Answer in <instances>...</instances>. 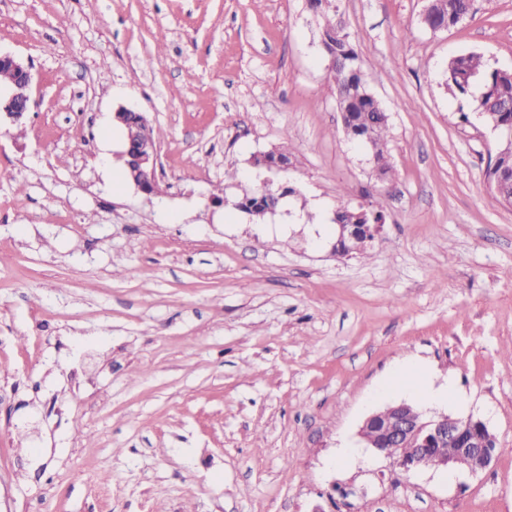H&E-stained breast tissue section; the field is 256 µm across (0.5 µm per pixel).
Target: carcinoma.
I'll list each match as a JSON object with an SVG mask.
<instances>
[{
  "mask_svg": "<svg viewBox=\"0 0 512 512\" xmlns=\"http://www.w3.org/2000/svg\"><path fill=\"white\" fill-rule=\"evenodd\" d=\"M312 9L320 11L323 26L320 31V43L326 57L336 58V74L330 76L336 97L344 93L356 92L359 98L351 101L346 111L351 113L352 132L358 137H369L371 141L370 163L373 170L382 179L394 176V167L388 153L389 116L382 102L364 96L370 91L362 62L359 59L350 36L344 28L330 16L333 0H310ZM468 0H430L428 17L437 24L455 27L461 17L468 15ZM479 88L475 97L477 110L491 112L494 118L503 124L512 125V71L492 67L479 53L461 55L448 63V88L462 97L473 95V89ZM127 137L136 146L143 139V132L135 113L126 116ZM491 191L501 202L512 201V145L503 147L496 155L493 164L487 170ZM243 210L262 218L269 207L267 195L257 193L246 196L240 201ZM385 219L383 210L371 201L368 207H354L350 200L340 199L336 209V220L348 225L352 238L345 240L342 246L355 249L360 254L368 253L369 243L367 225Z\"/></svg>",
  "mask_w": 512,
  "mask_h": 512,
  "instance_id": "cac0c4a2",
  "label": "carcinoma"
}]
</instances>
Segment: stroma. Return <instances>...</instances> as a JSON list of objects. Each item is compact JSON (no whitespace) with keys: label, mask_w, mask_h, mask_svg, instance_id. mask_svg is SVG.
Listing matches in <instances>:
<instances>
[{"label":"stroma","mask_w":512,"mask_h":512,"mask_svg":"<svg viewBox=\"0 0 512 512\" xmlns=\"http://www.w3.org/2000/svg\"><path fill=\"white\" fill-rule=\"evenodd\" d=\"M336 4L390 182L342 131L308 0H0L32 74L26 121H0V512H512V205L446 86L468 52L512 70V0L443 32L428 0ZM122 107L155 131L149 196L112 189ZM284 144L287 171L254 165ZM283 185L263 220L235 207ZM343 193L384 209L369 257L332 252ZM409 359L468 398L427 416L496 435L487 470L359 442L410 401L382 389Z\"/></svg>","instance_id":"obj_1"}]
</instances>
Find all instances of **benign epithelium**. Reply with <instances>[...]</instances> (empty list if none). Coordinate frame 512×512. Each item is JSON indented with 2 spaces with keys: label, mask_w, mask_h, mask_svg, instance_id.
I'll return each instance as SVG.
<instances>
[{
  "label": "benign epithelium",
  "mask_w": 512,
  "mask_h": 512,
  "mask_svg": "<svg viewBox=\"0 0 512 512\" xmlns=\"http://www.w3.org/2000/svg\"><path fill=\"white\" fill-rule=\"evenodd\" d=\"M0 64L9 66L17 74L12 85L0 89V115L19 123L30 110L32 75L29 66L14 56L0 53ZM122 155L129 159L132 183L142 193L153 194L158 163L156 147L149 142L144 143L138 151L128 146ZM371 427L379 428L380 433L393 442V447L412 448L413 454L409 457L390 455L387 449L379 447L366 435ZM359 435L376 453L389 458L395 466L405 471L453 465L477 474L488 469L494 460L486 446V439L494 438V434L482 420L467 417L462 419L461 426L450 429L448 416L427 419L416 405L406 402L392 404L384 412L368 416ZM445 441L456 445V455L440 457L432 453L430 443L441 444Z\"/></svg>",
  "instance_id": "1"
}]
</instances>
